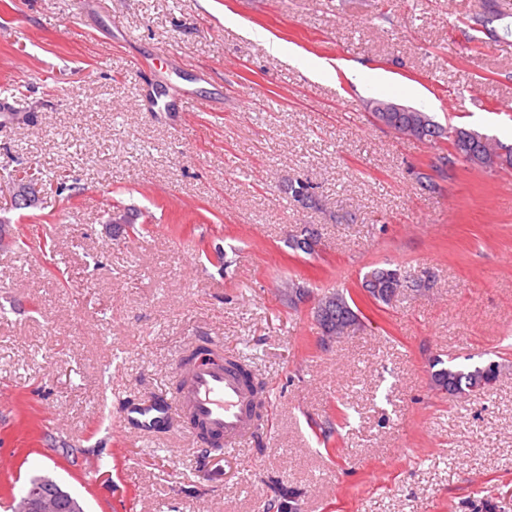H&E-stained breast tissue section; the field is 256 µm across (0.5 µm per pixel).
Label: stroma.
<instances>
[{
    "instance_id": "1",
    "label": "stroma",
    "mask_w": 512,
    "mask_h": 512,
    "mask_svg": "<svg viewBox=\"0 0 512 512\" xmlns=\"http://www.w3.org/2000/svg\"><path fill=\"white\" fill-rule=\"evenodd\" d=\"M317 58L342 66L314 79ZM0 92L34 117L0 115V232L54 246H0V502L47 475L86 512H278L282 487L297 512H512V170L432 171L436 144L366 108L512 145V0H0ZM186 92L185 111L155 105ZM24 166L64 175L76 208L14 209ZM116 203L148 233L115 232ZM306 224L312 255L288 246ZM376 267L425 286L376 303ZM289 280L307 291L293 309ZM335 289L361 322L324 345L312 308ZM193 336L270 390L240 448L122 427L170 395ZM439 360L500 376L452 395Z\"/></svg>"
}]
</instances>
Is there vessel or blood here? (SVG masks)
<instances>
[{
	"label": "vessel or blood",
	"instance_id": "b4317fda",
	"mask_svg": "<svg viewBox=\"0 0 512 512\" xmlns=\"http://www.w3.org/2000/svg\"><path fill=\"white\" fill-rule=\"evenodd\" d=\"M173 378L176 392L172 397L130 404L125 425L153 434L162 424L184 420L193 444L210 448H232L254 435L261 399L235 366L204 357L180 361Z\"/></svg>",
	"mask_w": 512,
	"mask_h": 512
}]
</instances>
